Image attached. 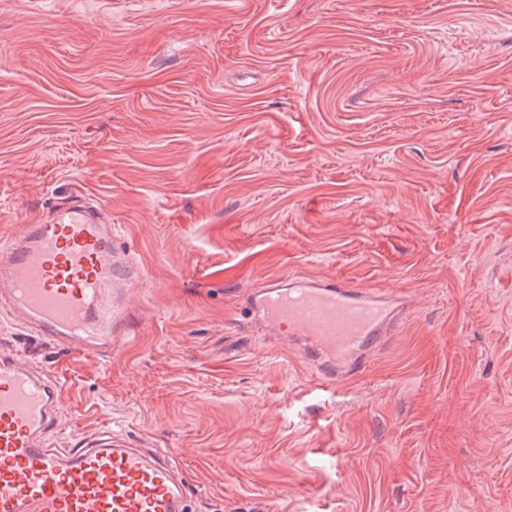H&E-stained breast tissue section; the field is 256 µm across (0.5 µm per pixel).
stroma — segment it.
<instances>
[{
	"label": "stroma",
	"instance_id": "stroma-1",
	"mask_svg": "<svg viewBox=\"0 0 512 512\" xmlns=\"http://www.w3.org/2000/svg\"><path fill=\"white\" fill-rule=\"evenodd\" d=\"M81 196L142 275L50 447L168 453L190 512H512V0H0V239ZM406 294L318 386L247 319L289 274Z\"/></svg>",
	"mask_w": 512,
	"mask_h": 512
}]
</instances>
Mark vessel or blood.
Segmentation results:
<instances>
[{
	"mask_svg": "<svg viewBox=\"0 0 512 512\" xmlns=\"http://www.w3.org/2000/svg\"><path fill=\"white\" fill-rule=\"evenodd\" d=\"M137 274L111 225L80 199L0 241V296L39 341L72 351L111 357L131 331L124 285ZM247 304L254 322L289 336L323 387L360 372L404 315L399 295L302 274ZM64 398L56 376L0 351V512H188V480L166 454L108 428L49 447Z\"/></svg>",
	"mask_w": 512,
	"mask_h": 512,
	"instance_id": "vessel-or-blood-1",
	"label": "vessel or blood"
}]
</instances>
